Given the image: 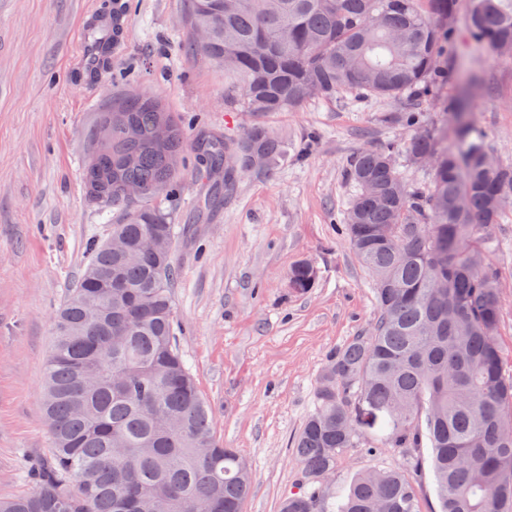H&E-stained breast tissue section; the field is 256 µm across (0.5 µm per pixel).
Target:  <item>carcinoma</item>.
<instances>
[{"label":"carcinoma","mask_w":512,"mask_h":512,"mask_svg":"<svg viewBox=\"0 0 512 512\" xmlns=\"http://www.w3.org/2000/svg\"><path fill=\"white\" fill-rule=\"evenodd\" d=\"M466 2L468 35L512 46V0H192L189 31H208L203 54L240 83L226 92L254 120L241 134L187 143L186 118L172 135L151 132L165 107L134 91L112 103L139 128L131 140L108 112L86 149L82 178L101 172L108 207L120 215L110 238L88 244L89 261L54 318L43 417L51 456L34 470L35 491L0 500V512H242L250 475L224 447L176 339L172 249L181 231L166 202L181 189L186 153L209 192L205 213L249 171H268L282 140L262 121L312 96L343 92L400 99L439 91L452 28ZM119 15L93 36L96 67L108 63ZM429 166L421 186L394 155ZM358 194L341 232L371 273L378 315L370 334L334 352L315 390V410L293 440L298 491L280 512H418L413 483L371 470L322 493L343 448L431 450L434 512H512V378L497 341L500 277L487 260L493 229L512 193V167L498 163L463 112L440 134L363 150L347 162ZM138 185L137 203L123 189ZM164 187L161 197L156 187ZM307 261L288 280L316 284Z\"/></svg>","instance_id":"carcinoma-1"}]
</instances>
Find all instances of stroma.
<instances>
[{"mask_svg":"<svg viewBox=\"0 0 512 512\" xmlns=\"http://www.w3.org/2000/svg\"><path fill=\"white\" fill-rule=\"evenodd\" d=\"M108 0H0V499L31 493V471L51 453L41 392L53 316L81 276L86 243L106 239L116 214L91 202L82 169L94 116L128 90L229 137L252 122L224 95L229 77L190 48L191 0H128L109 64L89 76L76 31L101 21ZM442 89L412 103L342 93L264 123L283 150L267 173L243 175L230 199L199 218L207 186L184 172L173 202L185 227L175 248L177 338L213 411L214 431L251 472L243 512H279L300 468L290 444L315 408L329 356L365 336L377 315L372 279L341 233L357 193L346 164L365 149L407 139L398 113L417 112L429 132L445 123L461 79L492 155L512 166V56L473 42L464 14L453 24ZM490 260L501 282L498 341L512 377V206L494 229ZM309 261L317 283L294 292L288 271ZM409 453L342 449L336 482L368 469L411 472Z\"/></svg>","mask_w":512,"mask_h":512,"instance_id":"1","label":"stroma"}]
</instances>
